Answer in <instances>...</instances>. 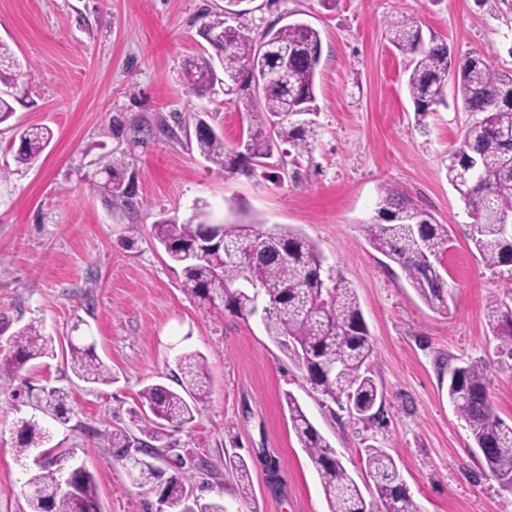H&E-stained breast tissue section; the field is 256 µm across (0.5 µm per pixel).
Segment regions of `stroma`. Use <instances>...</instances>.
<instances>
[{
    "label": "stroma",
    "mask_w": 512,
    "mask_h": 512,
    "mask_svg": "<svg viewBox=\"0 0 512 512\" xmlns=\"http://www.w3.org/2000/svg\"><path fill=\"white\" fill-rule=\"evenodd\" d=\"M226 0H0V41L19 64L25 95L0 125V336L35 323L56 355L26 364L0 391V512H28V460L14 452L16 423L36 417L51 447L74 449L93 472L101 512H148L153 494L133 484L103 432L133 430L131 410L147 383L173 385L182 353L205 358L210 394L195 422L173 432L183 455L204 461L187 473L228 512H328L317 473L282 407L293 393L359 486L366 451L397 461L422 512H512V490L488 471L464 420L448 401V372L488 369L496 414L512 425V356L501 351L486 313L512 310V281L486 268L471 241L465 205L448 182L452 151L475 113L453 102L418 119L407 89L408 60L389 41V22L411 18L456 56L487 55L512 73V0H241L233 26L254 37L301 20L319 30V136L292 181L278 158L253 172L225 174L200 156L190 131L204 120L236 146L247 126L243 100L199 96L182 80L205 42L199 30ZM185 125L170 137L165 126ZM16 125H44L50 145L32 165L15 160ZM111 153L134 180L132 207L113 206L97 162ZM403 190L452 242L443 257L447 313L432 312L401 267L367 242L379 189ZM288 225L325 258V279L354 288L374 339L369 364L383 393L380 420L332 410L297 364L267 335L261 315L242 321L200 309L180 266L153 239L160 218ZM89 337L112 370L109 385L79 380L66 363L70 336ZM62 391L59 420L48 408ZM278 461L269 483L258 459ZM228 454L251 470L243 504L224 469Z\"/></svg>",
    "instance_id": "stroma-1"
}]
</instances>
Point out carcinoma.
I'll return each mask as SVG.
<instances>
[{
  "instance_id": "carcinoma-1",
  "label": "carcinoma",
  "mask_w": 512,
  "mask_h": 512,
  "mask_svg": "<svg viewBox=\"0 0 512 512\" xmlns=\"http://www.w3.org/2000/svg\"><path fill=\"white\" fill-rule=\"evenodd\" d=\"M390 42L410 56L408 90L415 112L424 116L445 102L448 75H453L462 107L482 118L470 124L448 165V182L465 204L472 219L471 242L486 267L512 278V234L504 222L512 220V74L499 71L491 60L472 52L454 56L448 43L433 37L424 42L416 22L403 18L389 24ZM212 51L188 59L184 82L198 96L220 91L241 95L250 91L255 99L247 104L248 125L244 142L228 149L217 131L195 134L200 154L226 174L272 157L279 149L297 157L311 155L318 135L315 105L316 74L321 55L318 30L304 22H291L264 37L288 50L282 58L260 53L259 40L250 32L227 24L220 13L201 29ZM17 74L13 66L0 65V124L9 120L18 101L14 90ZM20 165L33 164L53 138L46 126L12 127ZM109 174L107 186L115 202L125 206L132 193L125 181L124 162L118 158L100 162ZM376 218L364 225V234L374 249L397 263L427 307L448 311V281L442 256L449 248L448 225L410 200L392 185L379 190ZM153 237L168 257L178 264L184 283L198 305L207 312L227 311L244 321L257 311L259 300L272 303L264 309L268 336L293 359L313 390L325 400L360 419L380 418L382 401L368 364L374 353L373 340L349 284L339 279L327 286L323 259L314 243L286 225L271 229L261 224H195L161 219L152 224ZM257 247L266 256L249 262ZM488 325L500 348L512 354V317L493 311ZM9 356L0 360V381L32 360L53 354V342L35 324H27L9 338ZM71 370L90 384L112 383L111 369L95 353L94 346L69 343ZM179 389L150 383L139 391L142 410L133 415L141 438L121 429L104 433L116 448L118 462L136 447L150 458L163 460L171 448L170 429L191 425L204 410L208 377L201 354L179 358ZM448 399L470 431L491 475L512 489V426L495 413L488 393L486 370L477 363L455 367L448 378ZM288 417L301 447L319 477L329 512H421L399 474L392 455L380 448L367 450L365 468L371 481L373 500L365 499L336 451L308 418L290 392L284 397ZM15 454L28 456L30 449L51 441L49 430L33 418L17 422ZM67 456L30 470L27 482L41 490L26 496L29 512H99L98 487L94 475L79 469L70 487L59 486V469ZM193 462L177 456L166 471L145 464L132 475L141 488L159 487L173 501L184 498L186 470ZM244 501L251 491V474L244 457L234 454L225 461Z\"/></svg>"
}]
</instances>
